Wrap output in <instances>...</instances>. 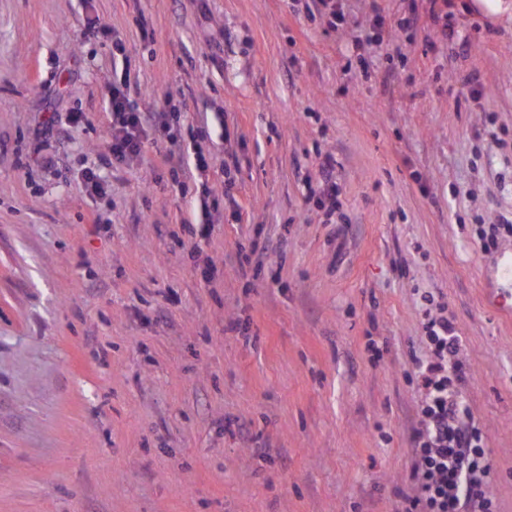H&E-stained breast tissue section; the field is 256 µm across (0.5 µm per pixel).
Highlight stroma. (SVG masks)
<instances>
[{
    "mask_svg": "<svg viewBox=\"0 0 512 512\" xmlns=\"http://www.w3.org/2000/svg\"><path fill=\"white\" fill-rule=\"evenodd\" d=\"M342 2L0 0V512H395L441 315L512 512V21ZM125 72L205 128L209 237L166 140L103 164Z\"/></svg>",
    "mask_w": 512,
    "mask_h": 512,
    "instance_id": "35a3bbf8",
    "label": "stroma"
}]
</instances>
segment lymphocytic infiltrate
<instances>
[{
  "label": "lymphocytic infiltrate",
  "instance_id": "lymphocytic-infiltrate-1",
  "mask_svg": "<svg viewBox=\"0 0 512 512\" xmlns=\"http://www.w3.org/2000/svg\"><path fill=\"white\" fill-rule=\"evenodd\" d=\"M108 112L113 170L142 154L149 130L161 132L171 145L182 143L180 112L144 111L129 80L113 84ZM425 334L429 356L420 366L422 405L413 437L412 486L402 497V512H495L492 459L457 390L469 368L459 357L456 328L439 317L426 324Z\"/></svg>",
  "mask_w": 512,
  "mask_h": 512
}]
</instances>
